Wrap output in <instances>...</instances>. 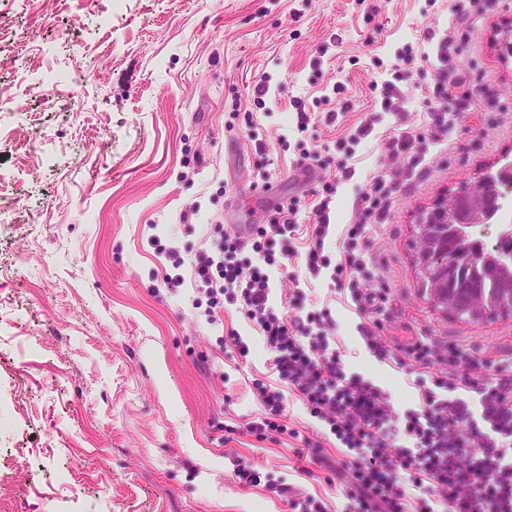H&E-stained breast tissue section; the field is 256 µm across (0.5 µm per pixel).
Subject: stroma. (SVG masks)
I'll return each mask as SVG.
<instances>
[{
    "label": "stroma",
    "instance_id": "obj_1",
    "mask_svg": "<svg viewBox=\"0 0 512 512\" xmlns=\"http://www.w3.org/2000/svg\"><path fill=\"white\" fill-rule=\"evenodd\" d=\"M0 27V448L28 451L12 486L19 512H290L279 483L344 512L334 472L301 471L305 439L324 428L300 400L287 399L286 434L247 429L262 414L254 383L276 380L260 336L230 305L209 322L190 267L152 245L188 257L215 223H263L269 203L310 192L304 149L337 187L330 243L372 177L394 186L368 251L371 287L389 290V342L512 354V319L463 322L431 306L415 252L423 211L512 158V57L500 53L512 0L461 16L448 0H0ZM449 34L465 40L450 72L477 96L438 114L425 101ZM406 46L414 61L387 112L382 86ZM297 99L311 117L302 134ZM363 124L369 136L343 159L337 139ZM402 133L425 137L423 151L387 158L384 139ZM194 204L197 219L181 223ZM295 249L271 273L285 312L304 237ZM176 271L184 283L167 290ZM305 292L304 309L330 306L345 367L382 387L395 377L392 401L414 407L409 369L371 356L353 306L324 278ZM233 330L248 357L225 347ZM236 456L255 461L261 485L239 483Z\"/></svg>",
    "mask_w": 512,
    "mask_h": 512
}]
</instances>
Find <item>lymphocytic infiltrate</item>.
Returning a JSON list of instances; mask_svg holds the SVG:
<instances>
[{
  "instance_id": "obj_1",
  "label": "lymphocytic infiltrate",
  "mask_w": 512,
  "mask_h": 512,
  "mask_svg": "<svg viewBox=\"0 0 512 512\" xmlns=\"http://www.w3.org/2000/svg\"><path fill=\"white\" fill-rule=\"evenodd\" d=\"M391 192L383 177L373 178L335 263L325 242L336 187L312 190L305 266L313 278L329 272L331 288L349 295L372 357L417 370L418 405L404 412L371 380L347 372L330 308L291 317L270 301L272 268L296 254L298 198L270 207L267 223L248 236L216 227L197 252V290L211 306H235L272 355L279 383H255L264 414L248 429L260 438L283 432L286 396L296 395L341 447L336 475L346 485V512H512V363L477 358L456 342L419 336L390 344L378 334L387 296L367 285L364 249L367 224L387 209Z\"/></svg>"
}]
</instances>
